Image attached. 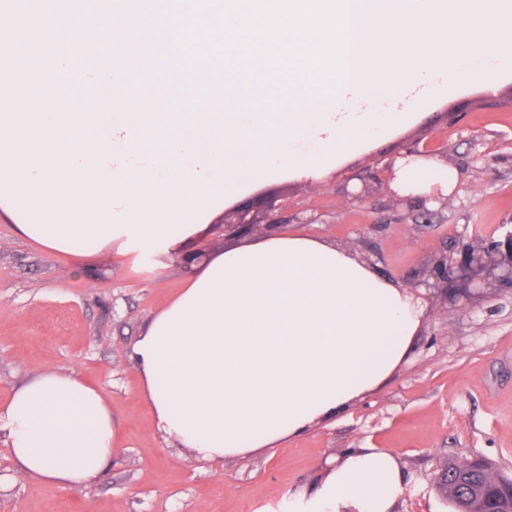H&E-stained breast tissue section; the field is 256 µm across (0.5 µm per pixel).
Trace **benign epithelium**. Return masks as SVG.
Returning <instances> with one entry per match:
<instances>
[{
	"instance_id": "1",
	"label": "benign epithelium",
	"mask_w": 512,
	"mask_h": 512,
	"mask_svg": "<svg viewBox=\"0 0 512 512\" xmlns=\"http://www.w3.org/2000/svg\"><path fill=\"white\" fill-rule=\"evenodd\" d=\"M288 210V203L278 197L265 202L267 223L261 224L240 205L224 210L218 233L224 239L249 237L261 231L271 234L284 228L281 214ZM417 286L424 288L421 297L434 310L448 304V290H455V299L471 302L490 298L504 288H512V230L503 238L483 235L478 231L464 232L457 236L455 249H432L427 252L416 272ZM481 502L474 497L459 501V512H492L487 506L485 492H480Z\"/></svg>"
}]
</instances>
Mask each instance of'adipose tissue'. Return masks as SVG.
Here are the masks:
<instances>
[{"instance_id": "1", "label": "adipose tissue", "mask_w": 512, "mask_h": 512, "mask_svg": "<svg viewBox=\"0 0 512 512\" xmlns=\"http://www.w3.org/2000/svg\"><path fill=\"white\" fill-rule=\"evenodd\" d=\"M457 171L399 155L393 188L449 194ZM422 300L318 236L283 230L213 254L128 347L158 431L216 462L273 447L375 391L417 335ZM16 472L80 488L112 461L120 427L98 387L46 369L0 410ZM395 453L355 448L288 512H393Z\"/></svg>"}]
</instances>
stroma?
<instances>
[{
  "instance_id": "1",
  "label": "stroma",
  "mask_w": 512,
  "mask_h": 512,
  "mask_svg": "<svg viewBox=\"0 0 512 512\" xmlns=\"http://www.w3.org/2000/svg\"><path fill=\"white\" fill-rule=\"evenodd\" d=\"M428 136L448 148L459 185L430 222L408 220L405 202L361 178ZM364 191L347 203L346 192ZM277 195L316 224L299 232L374 252L376 271L412 287L428 247L453 245L464 226L498 236L512 225V75L468 78L422 107L327 177L275 178L242 199ZM187 271L164 254L85 257L45 251L0 219V404L45 369L75 371L103 391L123 433L107 471L79 488L50 486L13 469L0 432V512H285L287 494L309 487L349 448H386L405 469L396 512H450L432 485L449 459L482 455L512 476V291L461 309L426 313L410 351L365 399L278 447L205 462L159 432L126 349Z\"/></svg>"
}]
</instances>
